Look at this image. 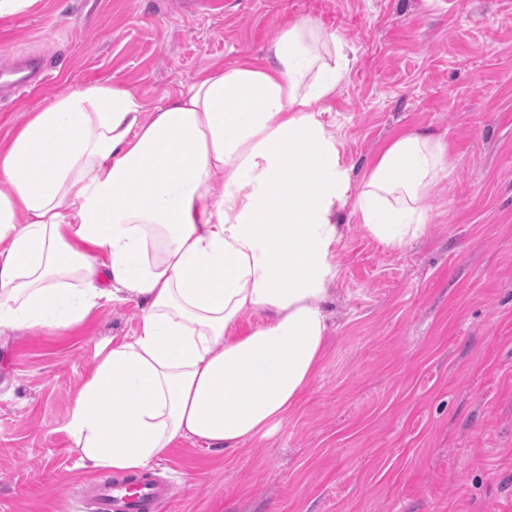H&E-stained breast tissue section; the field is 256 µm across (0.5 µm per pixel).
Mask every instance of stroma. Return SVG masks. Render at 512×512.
I'll list each match as a JSON object with an SVG mask.
<instances>
[{
  "label": "stroma",
  "mask_w": 512,
  "mask_h": 512,
  "mask_svg": "<svg viewBox=\"0 0 512 512\" xmlns=\"http://www.w3.org/2000/svg\"><path fill=\"white\" fill-rule=\"evenodd\" d=\"M349 42L316 107L358 188L398 131L445 136L453 172L426 236L387 249L344 209L331 333L301 405L232 452L178 440L161 457L168 512H512V0H38L0 18V62L52 83L0 98V136L101 81L164 105L206 69L263 58L286 22ZM135 301L0 339V512H84L93 481L65 428Z\"/></svg>",
  "instance_id": "stroma-1"
}]
</instances>
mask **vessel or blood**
Masks as SVG:
<instances>
[{
  "label": "vessel or blood",
  "mask_w": 512,
  "mask_h": 512,
  "mask_svg": "<svg viewBox=\"0 0 512 512\" xmlns=\"http://www.w3.org/2000/svg\"><path fill=\"white\" fill-rule=\"evenodd\" d=\"M173 490L160 483L155 474L109 478L93 486L87 503L89 512H163Z\"/></svg>",
  "instance_id": "vessel-or-blood-1"
}]
</instances>
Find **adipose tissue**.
<instances>
[{"label": "adipose tissue", "instance_id": "1", "mask_svg": "<svg viewBox=\"0 0 512 512\" xmlns=\"http://www.w3.org/2000/svg\"><path fill=\"white\" fill-rule=\"evenodd\" d=\"M346 47L299 19L264 62L206 71L164 106L92 83L0 139V335L140 309L68 415L80 468L134 473L181 438L228 451L267 436L321 365L342 210L387 248L427 234L425 200L453 170L444 137L399 132L353 195L313 110ZM248 312L264 322L233 335Z\"/></svg>", "mask_w": 512, "mask_h": 512}]
</instances>
